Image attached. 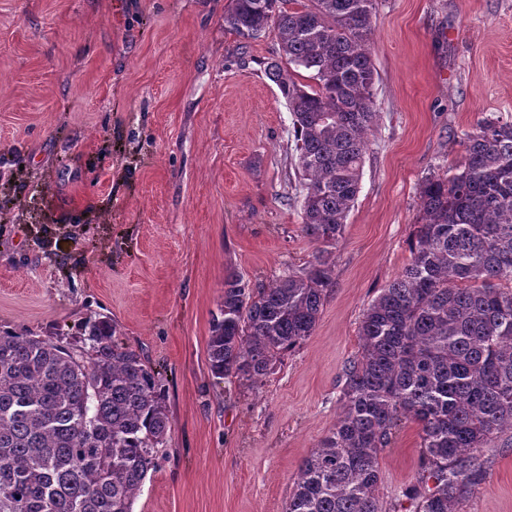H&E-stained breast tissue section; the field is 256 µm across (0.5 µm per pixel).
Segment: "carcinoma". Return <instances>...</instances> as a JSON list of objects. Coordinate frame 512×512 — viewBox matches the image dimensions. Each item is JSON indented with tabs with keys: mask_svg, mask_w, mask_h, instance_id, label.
Segmentation results:
<instances>
[{
	"mask_svg": "<svg viewBox=\"0 0 512 512\" xmlns=\"http://www.w3.org/2000/svg\"><path fill=\"white\" fill-rule=\"evenodd\" d=\"M231 0L224 27L277 32L264 66L292 116L308 266L266 288L224 280L211 375L255 384L311 336L334 285L328 248L360 189L378 117L370 49L377 0ZM309 73L301 84L289 66ZM460 161L419 184L410 261L363 314L336 425L299 467L286 512H382L379 455L419 426L410 512H455L482 478L473 453L512 434V121L484 117ZM80 336L0 334V512H132L170 421L162 384L106 320Z\"/></svg>",
	"mask_w": 512,
	"mask_h": 512,
	"instance_id": "1",
	"label": "carcinoma"
}]
</instances>
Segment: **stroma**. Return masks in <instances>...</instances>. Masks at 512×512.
Instances as JSON below:
<instances>
[{
    "mask_svg": "<svg viewBox=\"0 0 512 512\" xmlns=\"http://www.w3.org/2000/svg\"><path fill=\"white\" fill-rule=\"evenodd\" d=\"M230 0H0V333L105 318L165 388L171 430L133 512H285L341 412L364 311L408 263L417 188L482 117L512 120V0H378L360 191L314 333L249 387L207 356L227 276L261 288L317 245L286 197L292 116ZM403 423L380 455L392 512L418 468ZM456 512H512V447L483 449Z\"/></svg>",
    "mask_w": 512,
    "mask_h": 512,
    "instance_id": "stroma-1",
    "label": "stroma"
}]
</instances>
